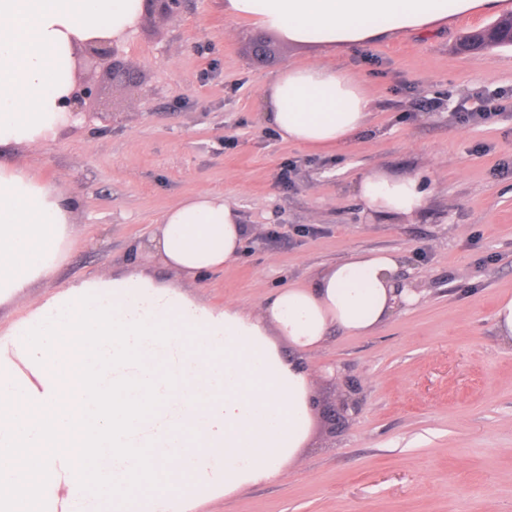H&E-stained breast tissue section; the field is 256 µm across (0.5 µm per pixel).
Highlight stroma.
I'll list each match as a JSON object with an SVG mask.
<instances>
[{
    "instance_id": "obj_1",
    "label": "stroma",
    "mask_w": 512,
    "mask_h": 512,
    "mask_svg": "<svg viewBox=\"0 0 512 512\" xmlns=\"http://www.w3.org/2000/svg\"><path fill=\"white\" fill-rule=\"evenodd\" d=\"M493 21L348 50L338 62L365 81L372 124L315 151L280 140L261 91L288 64L323 60L317 46L230 20L224 0L139 18L116 44L126 75L96 69L94 96L54 142L9 153L78 208L56 277L1 307L0 330L102 270L178 279L143 245L203 190L224 193L249 230L240 258L195 284L213 306L253 307L352 254L398 253L417 302L369 335L332 329L303 355L315 410L287 475L218 499L182 488L186 512H512V348L493 322L512 296V47L457 49ZM479 92L501 94L506 117L460 119L458 101L477 107ZM372 170L419 179L427 208L369 217L354 187ZM346 383L361 406L336 420Z\"/></svg>"
}]
</instances>
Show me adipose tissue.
Returning <instances> with one entry per match:
<instances>
[{
  "label": "adipose tissue",
  "mask_w": 512,
  "mask_h": 512,
  "mask_svg": "<svg viewBox=\"0 0 512 512\" xmlns=\"http://www.w3.org/2000/svg\"><path fill=\"white\" fill-rule=\"evenodd\" d=\"M507 0H224V14L333 54L384 37L431 33ZM141 0H0V151L57 139L75 88V53L123 39ZM288 142L341 147L371 123L358 75L293 63L262 90ZM355 190L393 220L423 210L417 179L383 171ZM77 205L56 183L0 159V306L49 281L74 234ZM245 240L224 194L201 191L164 213L147 248L182 276L103 271L50 293L0 333V512H183L190 481L214 498L286 475L308 443L310 376L298 357L331 328L367 335L418 295L400 256L357 253L312 285L257 308L206 305L190 292ZM291 355H284L280 340Z\"/></svg>",
  "instance_id": "1"
}]
</instances>
